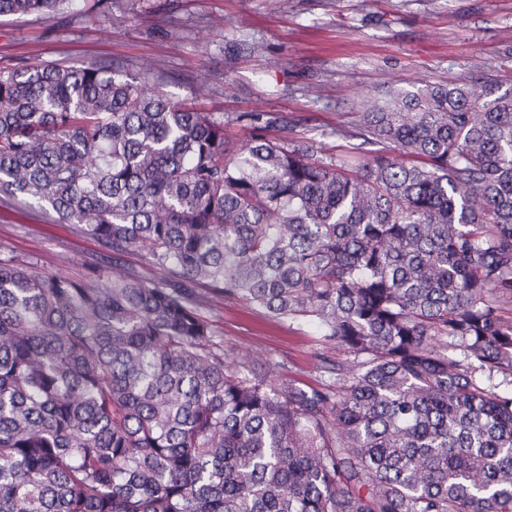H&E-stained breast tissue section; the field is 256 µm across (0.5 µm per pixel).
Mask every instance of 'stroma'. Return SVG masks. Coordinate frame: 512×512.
<instances>
[{
  "mask_svg": "<svg viewBox=\"0 0 512 512\" xmlns=\"http://www.w3.org/2000/svg\"><path fill=\"white\" fill-rule=\"evenodd\" d=\"M44 61L144 63L186 102L206 84L198 105L223 117L236 144L254 134L249 114L263 112L287 124L269 137L312 143L333 163L370 155L362 140L336 134L356 122L365 96L459 77L512 88V0H129L109 17H0V68ZM0 250L68 277L110 261L93 237L21 205L0 207ZM212 316L233 354L299 367L308 356L294 330L241 305L217 303Z\"/></svg>",
  "mask_w": 512,
  "mask_h": 512,
  "instance_id": "stroma-1",
  "label": "stroma"
}]
</instances>
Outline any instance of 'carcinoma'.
Segmentation results:
<instances>
[{"instance_id": "carcinoma-1", "label": "carcinoma", "mask_w": 512, "mask_h": 512, "mask_svg": "<svg viewBox=\"0 0 512 512\" xmlns=\"http://www.w3.org/2000/svg\"><path fill=\"white\" fill-rule=\"evenodd\" d=\"M142 70L0 68V205L112 254L0 251V512H512V89L368 96L336 134L381 149L326 165ZM217 297L313 326L306 368L232 357Z\"/></svg>"}]
</instances>
